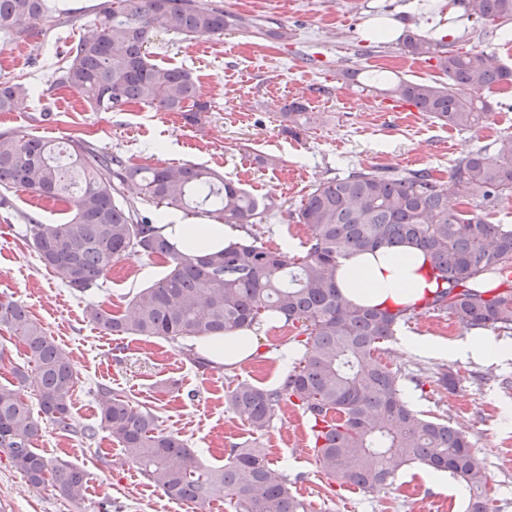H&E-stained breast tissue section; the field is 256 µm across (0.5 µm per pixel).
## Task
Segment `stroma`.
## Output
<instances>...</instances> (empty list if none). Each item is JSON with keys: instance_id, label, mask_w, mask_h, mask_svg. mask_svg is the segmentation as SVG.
<instances>
[{"instance_id": "stroma-1", "label": "stroma", "mask_w": 512, "mask_h": 512, "mask_svg": "<svg viewBox=\"0 0 512 512\" xmlns=\"http://www.w3.org/2000/svg\"><path fill=\"white\" fill-rule=\"evenodd\" d=\"M101 0H49L59 19L56 27L37 26L23 39L0 35V82L14 80L28 89L10 112H0V133L23 131L40 138H82L112 149L139 165L194 163L238 181L257 198L275 197L278 210L250 226L257 243L279 251L292 243L300 256L309 229L292 215L319 182L356 168L398 172L430 170L447 178L455 162L470 151L512 134V86L485 94L493 115L480 129L457 131L426 113L394 111V98L383 95L371 79L383 70L388 78L442 80L441 72L397 45L369 38L368 24L388 18L431 34L450 25L456 47L487 44L500 61L512 66V37L481 35L460 21L455 0H216L225 10L285 25L288 39L270 40L250 29L225 31L219 38L186 40L159 34L150 47L153 60L183 67L198 77L209 104L198 121L179 112L134 104L121 112L91 111L72 89L60 86L58 71L71 45L92 32ZM360 72L359 85L343 76ZM305 108L289 120V105ZM64 205L25 191L0 207V297H11L29 311L70 359L78 377L69 399L73 433L45 425L35 446L45 456L83 468L88 474L81 501L73 503L51 487L31 486L6 457H0V512H99L111 501L118 512H235L227 501L199 507L175 501L147 483L126 451L100 429L96 392L107 385L154 412L164 432L178 435L197 460L219 467L229 444L263 449L276 468L291 479V492L311 512H428L436 501L452 512H465L466 497L428 486L421 467L405 469L387 492L368 494L357 488L329 490L316 466L311 423L291 405L278 409L261 433L230 409L226 395L238 381L266 389L283 378L280 354L288 345L282 323L264 321L257 332V354L239 367L218 370L195 364L181 346L161 338L113 336L89 321L87 304L124 313L140 289L163 277L166 260L136 255L117 261L87 292L68 288L49 273L27 245V217L56 222ZM401 336L453 340L466 330L449 315L427 312L400 330ZM381 360L408 378L414 408L425 415L464 423L492 478L494 512H512V450L500 440L512 436V361L487 366L405 351L399 338L387 342ZM458 377L456 392L438 383L441 368ZM421 379L423 390L413 381ZM96 428L93 440L80 434Z\"/></svg>"}]
</instances>
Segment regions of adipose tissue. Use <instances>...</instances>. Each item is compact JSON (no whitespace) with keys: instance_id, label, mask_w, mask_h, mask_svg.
Returning a JSON list of instances; mask_svg holds the SVG:
<instances>
[{"instance_id":"adipose-tissue-1","label":"adipose tissue","mask_w":512,"mask_h":512,"mask_svg":"<svg viewBox=\"0 0 512 512\" xmlns=\"http://www.w3.org/2000/svg\"><path fill=\"white\" fill-rule=\"evenodd\" d=\"M160 228L178 249L224 245L236 230L228 224H185L165 216ZM430 262L413 247L364 251L345 259L337 269L336 284L352 302L370 307L409 306L429 296ZM403 347L417 355L445 356L483 364L512 360V340L493 336L482 329L471 330L459 340L444 343L426 336H407ZM196 348L215 366L230 368L251 359L258 342L252 331L240 330L223 337L198 339Z\"/></svg>"}]
</instances>
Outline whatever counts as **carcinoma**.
I'll use <instances>...</instances> for the list:
<instances>
[{
	"mask_svg": "<svg viewBox=\"0 0 512 512\" xmlns=\"http://www.w3.org/2000/svg\"><path fill=\"white\" fill-rule=\"evenodd\" d=\"M458 2L459 19L486 33L508 35L512 0ZM56 23L47 0H0V33L21 38L34 25ZM93 27L90 37L70 47L60 67L62 84L98 111L143 104L184 112L192 122L207 110L201 86L193 72L150 58L158 32L212 38L231 28H253L263 36L288 38L281 25L265 26L209 0H105ZM397 45L435 61L448 81L399 77L389 93L452 129L471 131L488 122L492 107L481 92L512 82V69L487 47L448 50L411 28ZM26 93L22 83L0 82V112L11 111ZM493 149L492 156L478 149L458 159L446 181L428 170L359 169L319 183L293 216L311 232L298 258L254 240L178 250L141 215L137 202L123 198L127 184H137L146 202L218 224H253L277 204L257 199L209 168L135 165L74 137L0 135V206L18 190L68 205L69 216L57 224L28 218L27 233L44 267L79 293L122 258L143 254L168 260L167 273L136 293L127 313L86 308L87 316L114 336L179 344L254 328L266 316L297 330L290 340L300 358L281 385L268 390L240 381L228 404L258 432L269 427L281 404L300 407L312 421L318 468L338 487L381 493L402 469L418 463L466 485V512H489L490 476L467 433L413 409L399 372L379 362L376 353L421 308L445 312L465 328L512 331V225L489 221L512 195V135L495 140ZM452 196L460 199L455 206L449 205ZM406 244L431 260L437 287L424 304L364 307L339 291L342 259ZM0 326L19 339L29 358L28 367L11 366L12 380L0 383V454L32 486L49 485L78 502L86 472L34 448L45 423L73 431L67 403L76 383L71 362L17 301L0 298ZM29 389L37 396L38 416L24 399ZM97 398L101 428L165 496L202 506L224 499L236 512H308L306 502L290 492L288 475L262 450L233 445L223 467L209 468L129 396L100 386Z\"/></svg>",
	"mask_w": 512,
	"mask_h": 512,
	"instance_id": "1",
	"label": "carcinoma"
}]
</instances>
